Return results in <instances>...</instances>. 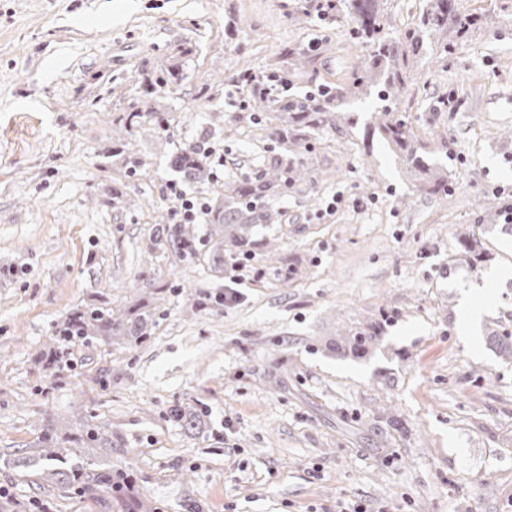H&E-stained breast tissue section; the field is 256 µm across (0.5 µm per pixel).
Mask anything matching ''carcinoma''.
<instances>
[{
  "mask_svg": "<svg viewBox=\"0 0 512 512\" xmlns=\"http://www.w3.org/2000/svg\"><path fill=\"white\" fill-rule=\"evenodd\" d=\"M386 0H341V8L353 21V34L368 48L369 65L366 71L372 78L379 79L375 85L376 97L381 103L376 111V124L382 138L392 143L401 160L414 171H429L427 159L429 147L415 135L411 123L397 111L395 98L399 97L406 85V69L409 58L418 54L423 47H431V36L448 27V12L451 0H432L433 5L424 10L416 24L408 30L397 33L385 24L382 6ZM364 77L357 78L352 85L330 87L321 94H306L298 98L274 100L259 94L250 97L251 107L256 112H271L274 120L283 119L288 114V124L269 127V135L282 144L301 140L302 130L316 132L331 125L336 108L364 87ZM170 166L187 180H201L206 175L205 162L193 146L174 153ZM302 162L295 156L275 154L269 166L260 177L238 184L224 196V207L210 211L212 224H269L272 222V201L278 199L301 175ZM170 244L178 253L192 250L194 236L183 224H159L152 245ZM148 320L139 317L129 320L115 312L110 306L76 309L67 320L55 329V363L61 365L69 361L70 349L77 339L89 336H112L119 332L140 340L147 335ZM84 443L91 448H110L112 438L99 426L88 424L85 427ZM66 439L55 430L48 429L41 435L45 464L38 469V475L47 484L66 493H98L112 496V488L120 483H112V468L86 473L75 468L58 466L64 460L61 444Z\"/></svg>",
  "mask_w": 512,
  "mask_h": 512,
  "instance_id": "carcinoma-1",
  "label": "carcinoma"
}]
</instances>
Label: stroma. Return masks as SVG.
<instances>
[{
    "label": "stroma",
    "instance_id": "obj_1",
    "mask_svg": "<svg viewBox=\"0 0 512 512\" xmlns=\"http://www.w3.org/2000/svg\"><path fill=\"white\" fill-rule=\"evenodd\" d=\"M453 7L451 51L411 59L398 101L447 192L416 185L358 94L298 147L278 222L194 225L180 259L151 246L173 217L169 156L223 155L222 178L184 184L213 207L263 173L282 146L240 107L239 72L287 74L292 97L352 84L367 48L351 18L303 0H0V512H512V358L491 341L512 332V0ZM173 64L182 80L145 92ZM105 305L150 314L147 340L78 341L53 365L55 327ZM359 331L373 339L354 353ZM85 418L112 447L78 461L129 476L124 497L16 464L39 460L44 421L73 442Z\"/></svg>",
    "mask_w": 512,
    "mask_h": 512
}]
</instances>
